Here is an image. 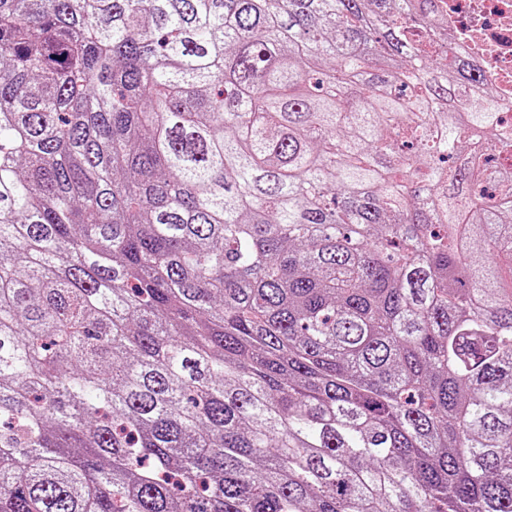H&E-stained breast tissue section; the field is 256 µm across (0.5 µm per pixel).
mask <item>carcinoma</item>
I'll use <instances>...</instances> for the list:
<instances>
[{"instance_id":"carcinoma-1","label":"carcinoma","mask_w":512,"mask_h":512,"mask_svg":"<svg viewBox=\"0 0 512 512\" xmlns=\"http://www.w3.org/2000/svg\"><path fill=\"white\" fill-rule=\"evenodd\" d=\"M420 0H0V512H512V131Z\"/></svg>"}]
</instances>
